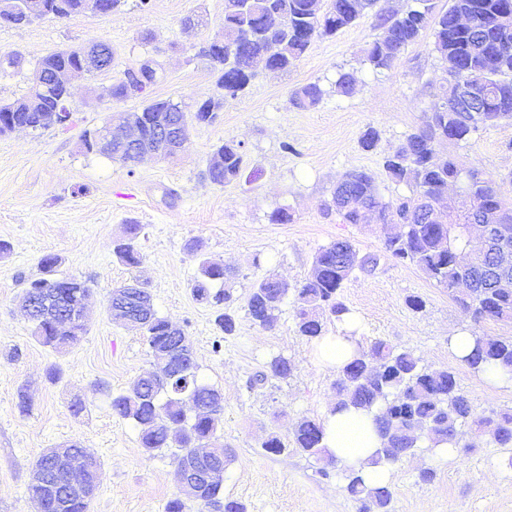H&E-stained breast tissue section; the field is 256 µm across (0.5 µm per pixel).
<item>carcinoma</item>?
I'll return each mask as SVG.
<instances>
[{"label":"carcinoma","instance_id":"obj_1","mask_svg":"<svg viewBox=\"0 0 512 512\" xmlns=\"http://www.w3.org/2000/svg\"><path fill=\"white\" fill-rule=\"evenodd\" d=\"M414 2L415 6L384 20L383 36L368 48L367 61L376 69L389 70L409 45L429 31L434 50L445 59H455L460 75L485 81L484 96L475 111L468 114L452 105L454 90L444 89L424 127L409 135L410 148L402 147L386 157L384 168L389 176L409 185L412 195L386 201L379 195L370 174L355 171L345 177L347 196L336 212L343 223L358 224L360 211L367 207L380 223L402 225V233L384 239L387 256L416 265L450 293L458 281L465 280L467 292L457 301L471 313L474 321L512 320V291L504 293L492 288L478 269L458 268L443 246L448 224L466 223L468 216L456 219L447 216L441 222H426L418 215L422 199L438 196L461 175L452 158L440 166L431 162L436 141L448 137L462 141L481 127L512 122V0H449L448 8L439 12L434 11L431 0ZM374 3L375 0H365L359 11L355 0H224V50L212 53L203 46L197 53L219 72L217 87L221 93L209 99L207 105L217 111L224 95L234 96L245 89L252 77L253 58L266 55L274 70H288L316 38L333 35L354 24ZM95 48L91 44L61 49L44 57L40 65L50 71L75 67L80 58L94 53ZM489 59L496 63L492 69L485 67ZM139 70L142 82L139 91L143 93L157 84L160 75L153 63ZM130 74L131 70L127 69L112 83V99L135 96L129 88ZM322 95L320 86L310 83L297 90L292 101L298 108H312L319 104ZM34 97L39 99L38 111L43 114L41 128L55 126L52 113L58 88L50 83L29 90L20 99L1 104L0 113L12 112L16 120L22 121L27 113L19 108ZM176 107L178 104L169 100H151L139 111V122L149 133L169 124L189 123L188 113L177 112ZM217 151L222 156L223 167L221 172L207 175L210 182L224 185L239 179L245 167L240 146L226 142ZM467 190L475 207L512 216V208L503 205L493 181L473 173ZM138 233L139 225H129L127 238L114 248L118 260L129 266L141 262ZM378 260V256L362 255L354 248L349 265L341 267L336 259V242L321 248L314 257L312 274L291 288L300 335L310 339L324 335L326 320L338 319L348 311L340 296L344 283L357 271L373 270ZM57 263V257L44 256L41 265L45 277L29 282L23 293V306L35 336L42 345L53 349L78 344L88 331V317L84 316L71 334L59 336L53 324L42 315V300L52 297L54 292L64 300L63 311H74L73 289L67 287L73 278L55 277ZM227 279L224 264L204 258L199 262L193 296L219 310L229 302L230 294L225 290L213 292L211 285ZM281 292V279L275 276H265L256 282L246 304L253 323L263 328L274 326L278 307L270 301ZM170 325L169 320L155 313L137 331L151 350L171 336ZM466 363L475 371L488 364L512 374V338L476 337L474 351ZM291 372L290 361L276 356L258 377L285 379ZM191 381L196 394L191 418L186 414V401L176 383L160 385L140 379L130 390L112 396V412L138 428L146 454L151 456L163 448H176L174 463L178 465L194 458L202 445L221 443L212 419L213 413L224 410V402L215 400L218 389L202 380L196 366ZM335 388L337 405L375 412V424L383 444L371 460L374 465L392 466L400 462L403 450L418 448L423 440L431 450L443 444L457 448L463 440L461 426L466 423L475 431L490 435L499 447H512V410L476 414L470 399L457 389L452 372L429 369L412 350L393 347L381 339L374 341L369 350L359 351L337 373ZM322 437V421L304 418L294 428L292 445L272 434L263 442V448L271 454L291 450L307 457L326 456L330 464H337V460L327 456ZM71 448L88 459V478L101 484L103 468L97 454L78 441L72 442ZM36 465L42 468L47 483L31 484L29 491L44 498L46 512H86L87 502L61 495L52 457L44 453ZM344 476L347 492L361 502L360 512H390V487L368 486L361 473L348 465L344 466ZM220 491L219 487L204 488L200 505L221 506L224 512H246L245 506L236 500L220 501Z\"/></svg>","mask_w":512,"mask_h":512}]
</instances>
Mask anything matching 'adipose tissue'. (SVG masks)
<instances>
[{
	"instance_id": "1",
	"label": "adipose tissue",
	"mask_w": 512,
	"mask_h": 512,
	"mask_svg": "<svg viewBox=\"0 0 512 512\" xmlns=\"http://www.w3.org/2000/svg\"><path fill=\"white\" fill-rule=\"evenodd\" d=\"M358 320L354 314H344L336 334L317 338L313 352L325 367L341 370L357 357ZM323 446L338 460L360 469L366 482L384 485L390 479L387 467L372 464L371 459L382 439L376 429L373 414L352 407L330 408L323 417Z\"/></svg>"
}]
</instances>
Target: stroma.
<instances>
[{
    "label": "stroma",
    "instance_id": "1",
    "mask_svg": "<svg viewBox=\"0 0 512 512\" xmlns=\"http://www.w3.org/2000/svg\"><path fill=\"white\" fill-rule=\"evenodd\" d=\"M138 2L126 0L105 15L0 25V54L23 58L22 67L0 66L1 103L25 95L39 61L53 51L103 42L114 57L111 70L74 82L68 127L0 135V241L8 246L0 254V512H39L28 491L34 465L46 449L75 440L103 464L88 512H165L176 495L170 451L147 455L134 424L110 407L113 395L152 370L142 336L108 312L113 289L135 278L146 284L158 315L184 330L200 377L224 395L217 429L232 458L224 468L223 498L242 502L247 512H359L339 466L263 450L269 435L288 441L300 419H323L336 402V374L313 361L310 340L297 333L292 298L281 303L270 330L251 321L246 301L262 277L298 283L319 249L351 240L361 253L379 257L373 271L355 273L341 291L360 321V346L381 338L413 350L427 367L452 372L477 411L512 410L511 383L478 385L473 369L448 349L456 330L507 338L512 323H474L447 288L385 255L372 228L343 223L329 208L337 181L353 170L370 173L384 199L410 194V186L388 176L384 158L423 126L448 64L427 33L392 69H374L366 48L382 19L408 4L377 0L355 24L315 39L290 70L256 67L242 93L225 97L215 121L191 123L178 157L132 166L82 150L83 131L104 124L122 130L125 115L150 100H171L194 112L218 93L217 72L195 57L194 47L224 36V0H149L144 8ZM191 14L203 15L205 25L185 28L182 20ZM146 59L158 62L163 76L143 96L101 97L103 87ZM344 72L356 78L353 94L336 90ZM309 83L322 89L321 102L294 107V92ZM369 129L378 139L366 150L360 139ZM228 141L241 145L247 167L241 179L217 185L205 170ZM436 150L455 155L464 171L494 179L512 204L511 123L439 143ZM281 207L290 223H272ZM131 224L141 227L136 267L113 253ZM47 254L59 259L57 276L76 277L89 289L88 331L61 352L37 341L20 303L27 284L42 277ZM203 256L233 271L227 287L235 335H224L216 309L192 294ZM412 296L421 309L407 305ZM278 355L291 361L292 376L258 381ZM76 401L84 405L77 415L71 410ZM464 440L465 447L450 455L420 447L393 466L391 512H512V448L469 430ZM429 468L433 481L421 482L420 471Z\"/></svg>",
    "mask_w": 512,
    "mask_h": 512
}]
</instances>
